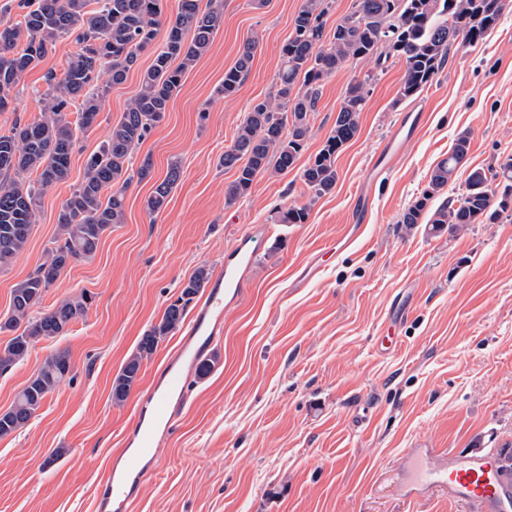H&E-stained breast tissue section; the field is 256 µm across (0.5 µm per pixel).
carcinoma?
<instances>
[{
    "instance_id": "obj_1",
    "label": "carcinoma",
    "mask_w": 512,
    "mask_h": 512,
    "mask_svg": "<svg viewBox=\"0 0 512 512\" xmlns=\"http://www.w3.org/2000/svg\"><path fill=\"white\" fill-rule=\"evenodd\" d=\"M161 2L18 0L21 19H0V111L9 107L11 92L49 46L64 36L78 46L62 73L44 74L47 90L40 118L17 121L9 133L0 135V174L13 175L9 184L0 186V269L24 250L36 223L37 199L68 176L78 133L89 130L101 110L102 94L95 86L104 75L110 84L122 83L141 52L155 43L160 27H165L162 46L143 74L139 94L112 125L108 138L89 155L83 181L62 202L56 246L13 289L11 313L0 319V332L15 336L0 349V374L23 361L34 343L64 335L86 313L91 296L85 293L49 309L36 307L69 264L91 257L103 234L122 223L128 188L151 172L148 160L136 170L130 168L133 151L163 120L170 100L181 90L185 72L208 51L224 23L221 0H210L204 9L200 0H180L177 16L165 25ZM505 6V0H352L348 13L329 29L332 0H303L281 49L278 96L251 104L233 144L221 157V166L235 170L236 175L225 188V203L230 206L247 196L258 176L291 168L310 137V115L324 80L350 59L370 58L374 69L348 83L330 134L302 173L312 196L332 193L336 154L358 133L377 70H385L391 60L402 63L400 96L414 97L442 71L451 46L483 43ZM257 45L254 38L243 42L236 61L224 71L218 93L229 96L238 91ZM77 101L80 111L72 122L66 109ZM469 149V134H458L448 156L434 166L427 185L398 223L409 229L422 224L428 234L438 236L468 224L512 220V156L486 169H471L459 197L435 204L466 164ZM33 172L37 179L31 181L26 175ZM179 177V167L172 165L165 178L153 185L146 202L149 212L159 213L167 206ZM308 216L309 206L295 205L282 213L281 223L304 224ZM209 279V268L199 266L160 320L141 337L136 352L112 382L114 403L126 401L139 380L143 361L179 329L187 307ZM72 372L68 351L51 353L11 408L0 413V438L25 428Z\"/></svg>"
}]
</instances>
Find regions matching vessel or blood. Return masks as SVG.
Wrapping results in <instances>:
<instances>
[{
    "label": "vessel or blood",
    "instance_id": "b4317fda",
    "mask_svg": "<svg viewBox=\"0 0 512 512\" xmlns=\"http://www.w3.org/2000/svg\"><path fill=\"white\" fill-rule=\"evenodd\" d=\"M252 261V254L237 252L211 278L180 348L142 399L155 420L170 427L179 421L188 403V376L222 337L224 310L243 299V269ZM132 427L139 433L138 446L131 449L124 445L113 451L108 470L96 488V512H106L113 499L135 503L157 471L158 463L152 458L157 446L155 434L137 419ZM399 467L405 477L402 490L407 496L417 497L443 488L449 499L468 505L471 512H512V470L503 467L494 455L461 451L441 455L433 448H409L402 453Z\"/></svg>",
    "mask_w": 512,
    "mask_h": 512
}]
</instances>
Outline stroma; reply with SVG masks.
Returning a JSON list of instances; mask_svg holds the SVG:
<instances>
[{"instance_id": "35a3bbf8", "label": "stroma", "mask_w": 512, "mask_h": 512, "mask_svg": "<svg viewBox=\"0 0 512 512\" xmlns=\"http://www.w3.org/2000/svg\"><path fill=\"white\" fill-rule=\"evenodd\" d=\"M301 4L224 0L209 50L135 152L152 171L129 187L123 223L45 292V309L84 292L93 301L65 335L38 342L0 375L2 412L55 350H68L74 365L73 379L28 426L0 439V512H96L110 451L180 334L144 361L123 404L112 401L113 379L181 282L202 264L217 271L245 238L256 256L243 300L224 313L213 370L195 381L178 428L161 440L158 474L136 504L114 512H467L443 490L405 496L396 467L404 449L512 452V221L435 237L398 222L459 133L470 134L468 168L512 155V4L483 45L452 46L417 97H399L402 64L380 73L357 135L336 157L333 193L311 198L301 173L329 135L347 84L373 68L369 59L326 78L295 168L260 175L247 197L225 205L233 174L220 158L249 104L276 96L281 48ZM249 36L259 40L250 72L233 96L218 95ZM75 50L71 38L58 39L24 73L12 109L0 112V134L39 117L44 73L63 72ZM152 60L143 52L108 88L68 177L41 195L24 251L0 269V318L15 285L54 247L63 201ZM392 140L397 152L371 177L372 159ZM174 163L180 181L166 208L150 213L152 186ZM303 204L306 223H281L282 212Z\"/></svg>"}]
</instances>
